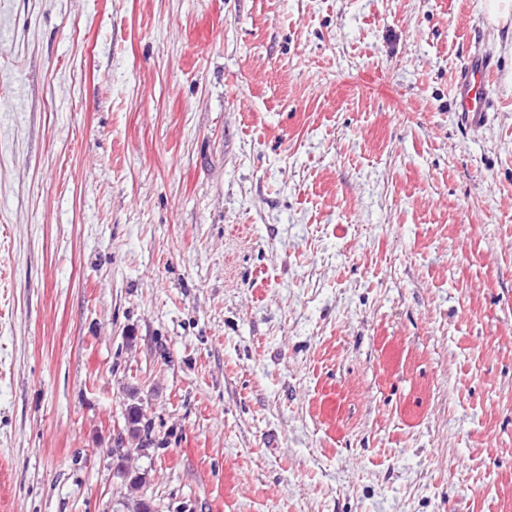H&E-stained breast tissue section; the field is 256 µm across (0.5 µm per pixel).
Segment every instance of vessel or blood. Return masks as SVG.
<instances>
[{"label": "vessel or blood", "mask_w": 512, "mask_h": 512, "mask_svg": "<svg viewBox=\"0 0 512 512\" xmlns=\"http://www.w3.org/2000/svg\"><path fill=\"white\" fill-rule=\"evenodd\" d=\"M490 58L482 52L473 53L455 77L453 103L461 117L473 125L484 122L491 101L487 92Z\"/></svg>", "instance_id": "1"}]
</instances>
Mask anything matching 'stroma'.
<instances>
[{
    "instance_id": "35a3bbf8",
    "label": "stroma",
    "mask_w": 512,
    "mask_h": 512,
    "mask_svg": "<svg viewBox=\"0 0 512 512\" xmlns=\"http://www.w3.org/2000/svg\"><path fill=\"white\" fill-rule=\"evenodd\" d=\"M131 388L155 512H512V27L0 0V512H118ZM490 62L487 54L475 52L455 77L452 89L455 109L472 125L484 122L492 108L486 89ZM138 398L139 397L136 396V394L130 395V398H129L130 402L127 403L125 406L124 426L129 424L133 428H136L138 426H140L142 428V430L144 432H141L139 434L138 439L136 441H134V443L140 442V445H141V443L146 438V433L151 434V432H152L151 424L152 423L150 420L146 419L143 416L140 408L137 407V405H140Z\"/></svg>"
}]
</instances>
